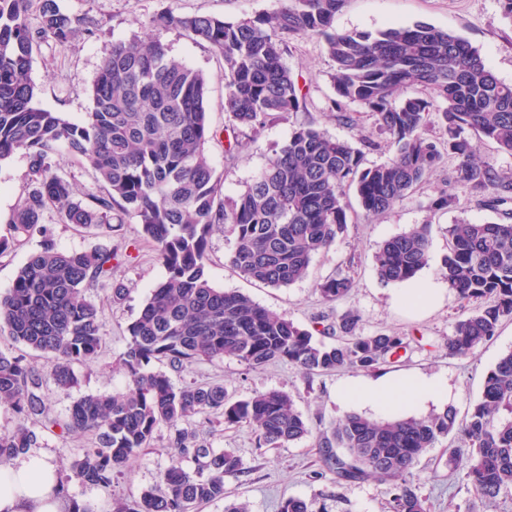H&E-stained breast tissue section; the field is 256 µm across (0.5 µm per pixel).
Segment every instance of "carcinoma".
I'll use <instances>...</instances> for the list:
<instances>
[{
    "label": "carcinoma",
    "instance_id": "carcinoma-1",
    "mask_svg": "<svg viewBox=\"0 0 512 512\" xmlns=\"http://www.w3.org/2000/svg\"><path fill=\"white\" fill-rule=\"evenodd\" d=\"M32 0H0V162L17 151L29 160V191L9 223L16 236L46 234L44 212L60 223L100 230L133 218L155 246L166 277L150 290L140 315L127 327L119 363L130 388L117 395L87 394L66 420L49 417L42 376L23 358L0 350V406L17 421L0 429V464L36 447L38 429L95 436L56 493L68 496L76 481L108 488L112 477L148 447L161 425L173 429L171 447L192 456L195 467L171 465L159 487L143 492L116 512H194L225 497L224 477L242 472L230 449L192 441L179 423L212 415L251 427L261 447L280 448L310 432L293 398L282 391L256 392L235 402L220 383L176 386L151 369L155 361L177 367L196 360L231 359L251 369L287 361L307 374L340 369L373 370L407 349L398 334L365 335L359 316L347 311L327 346L292 320L273 315L249 297L217 289L206 274L209 239L224 225L234 235L230 264L244 276L272 287L302 280L313 256L328 249L347 225L345 190L361 208L379 215L404 200L445 157L456 160L448 179L454 189L482 195L496 210L512 202V175L482 166L477 146L491 141L512 154V84L501 81L466 39L426 22L390 27L376 34L337 32L345 0H284L276 11L238 21L199 14L156 16L208 45L224 60V112L234 136L256 133L267 123L307 109V92L284 56L299 37L317 35L333 63L336 97L324 111L349 126L356 119L346 103L374 118L381 143L335 139L313 124L296 127L277 146L258 177L234 200L206 151L214 137L207 124L202 73L170 58L158 42L117 41L103 58L89 90L92 106L75 123L35 105L30 77L32 51L42 36L65 45L80 28L96 22L69 16L56 0H41L39 27L31 29ZM438 109L441 137L428 133ZM393 149L389 161L364 166V156ZM87 163L103 189L84 197L62 174L59 156ZM430 225L395 235L373 256L379 279L409 281L429 265ZM120 255L107 247L70 252L47 245L18 269L12 288L0 295V324L14 341L48 355L51 377L75 382V364L95 359L105 342L102 308L87 291L112 280ZM441 278L462 300L488 304L463 316L448 336V355L464 357L512 319V223H462L448 228V255ZM351 279L338 274L319 293L326 302L348 295ZM460 446L453 461L467 459L465 479L489 501L512 490V352L485 378L480 398L459 421L447 408L423 418L374 419L350 413L320 434L317 447L331 482L376 479L391 485V512H427L410 482L420 458L448 436ZM281 512H329L326 505L290 498Z\"/></svg>",
    "mask_w": 512,
    "mask_h": 512
}]
</instances>
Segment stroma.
I'll return each mask as SVG.
<instances>
[{"label":"stroma","instance_id":"1","mask_svg":"<svg viewBox=\"0 0 512 512\" xmlns=\"http://www.w3.org/2000/svg\"><path fill=\"white\" fill-rule=\"evenodd\" d=\"M57 3L62 11L73 16L93 17L99 25L91 33H74L63 46L51 39L35 44L31 78L37 87V104L70 121H81L90 107L89 89L113 42L135 36L156 40L167 49L169 56L199 70L206 79L207 122L217 132L208 143L207 152L212 166L223 178L225 198L243 192L266 165L273 149L299 124L315 123L329 136L349 141L355 140L361 132L370 135L377 132L373 117L355 103L347 106L356 120L355 126L328 117L324 106L335 95L330 79L332 62L320 39L304 36L291 43L285 62L308 93L306 111L267 124L257 135L242 137L237 161L234 165H225L226 130L230 121L224 111L223 60L208 46L194 43L177 30L152 25L151 19L162 11L171 10L235 21L272 12L279 7V0H57ZM418 21L465 38L500 80L512 83V20L505 18L500 0H345L333 26L339 32L373 33ZM454 166V159H445L407 199L378 216L365 214L355 194H348L345 232L329 250L313 258L303 280L287 287H269L241 275L228 262L234 241L232 233L226 227L216 230L209 240V281L213 287L243 293L269 312L316 332L318 341L329 346L335 344L336 339L321 333L322 324L334 322L337 315L347 311L359 314V326L364 333L407 336L410 342L407 352L397 362L372 371V378L400 373L440 376L448 384L447 400L420 402L413 411L414 416L425 417L449 407L458 416H465L471 403L479 397L488 371L499 357L512 351V321H504L495 336L467 356H449L446 342L454 323L459 316L473 311L475 305L462 302L445 289L439 275L448 254V227L461 222L502 219L500 212L484 207L479 196L463 189L458 190L456 202L450 208H433L432 202ZM28 173L29 161L24 152H15L0 162V238L8 239L13 235L8 218L28 192ZM44 223L47 235L21 238L15 247L0 255V294L12 287L18 269L47 242L67 251L107 246L130 256L129 261L112 273L113 283L125 288L123 299L111 301L106 289L89 292L90 298L104 308L106 343L94 361L75 365L77 381L72 386L55 385L48 378L50 364L44 355L15 343L7 328H0V350L23 356L44 375L42 393L48 414L62 420L81 396L125 391L127 379L117 369L116 362L126 348L127 326L138 317L150 289L165 277L166 270L154 245L142 238L135 221H126L108 235L75 224L59 223L51 210L45 213ZM420 224L430 227L432 257L417 281L439 287L441 296L434 304L410 310L397 302L399 285H387L379 280L373 254L388 238ZM339 273L352 280L349 294L333 303L322 301L317 291L319 283ZM157 368L167 373L177 386L193 381L223 383L235 400L258 391L286 392L307 419L309 434L281 448L259 446L255 434L245 425H227L202 416L189 419L187 426L198 441L218 450L232 449L243 460L245 473L224 479L226 501L247 502L250 512H280L288 498L320 504L327 501L328 495L337 493L341 499L332 504V512H389V484L366 480L337 489L321 476L324 466L316 448L319 432L329 430L347 414L365 411L358 403L342 404L336 399L338 386L360 378V371L307 376L287 362L252 369L231 360H201L183 367L164 361L158 363ZM169 437V428L160 426L149 447L113 476L111 487L73 482L69 485L70 497L94 505L96 512H113L120 501L132 503L143 491L157 486L173 462L175 453L169 446ZM93 442V436L86 433L44 430L36 451L54 464L59 474L66 475ZM450 444V439L446 438L429 449L413 471L412 481L419 495L426 498L429 512H512V492L501 494L495 501H486L467 484L463 471H450ZM226 501L200 505L196 512H224Z\"/></svg>","mask_w":512,"mask_h":512}]
</instances>
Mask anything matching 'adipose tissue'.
<instances>
[{"label": "adipose tissue", "mask_w": 512, "mask_h": 512, "mask_svg": "<svg viewBox=\"0 0 512 512\" xmlns=\"http://www.w3.org/2000/svg\"><path fill=\"white\" fill-rule=\"evenodd\" d=\"M446 386L435 377L407 375L360 379L340 387L337 398L356 401L371 409L393 415L411 410L421 400H441ZM56 470L38 456H29L0 468V512H61L60 502L50 500Z\"/></svg>", "instance_id": "obj_1"}]
</instances>
